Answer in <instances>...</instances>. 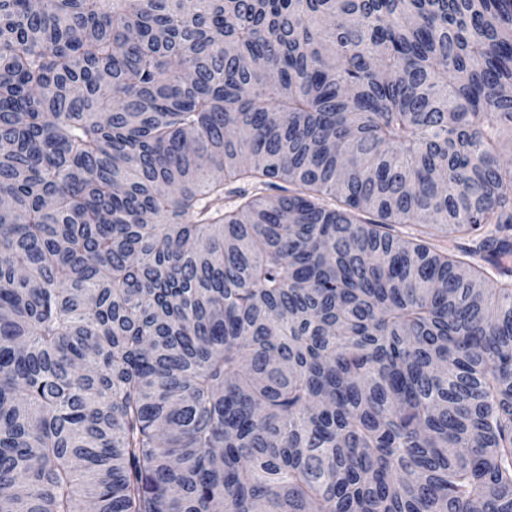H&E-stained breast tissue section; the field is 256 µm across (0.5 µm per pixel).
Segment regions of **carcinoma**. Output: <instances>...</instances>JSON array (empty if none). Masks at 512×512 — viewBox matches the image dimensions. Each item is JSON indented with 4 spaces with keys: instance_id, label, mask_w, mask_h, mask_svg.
Wrapping results in <instances>:
<instances>
[{
    "instance_id": "obj_1",
    "label": "carcinoma",
    "mask_w": 512,
    "mask_h": 512,
    "mask_svg": "<svg viewBox=\"0 0 512 512\" xmlns=\"http://www.w3.org/2000/svg\"><path fill=\"white\" fill-rule=\"evenodd\" d=\"M509 252L512 0H0V512H512Z\"/></svg>"
}]
</instances>
